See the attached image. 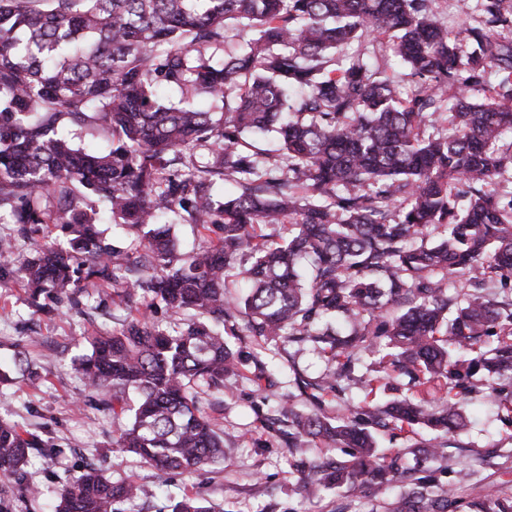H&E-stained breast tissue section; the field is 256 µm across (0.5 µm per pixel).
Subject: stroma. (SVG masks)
Instances as JSON below:
<instances>
[{
    "label": "stroma",
    "mask_w": 512,
    "mask_h": 512,
    "mask_svg": "<svg viewBox=\"0 0 512 512\" xmlns=\"http://www.w3.org/2000/svg\"><path fill=\"white\" fill-rule=\"evenodd\" d=\"M80 301L77 309L64 299L38 312L20 282L0 280V362L10 363L15 351H24L41 376L35 385L23 380L0 385V409H8L12 419L59 448V455L37 457L30 469L32 481L46 494L90 464L112 480H133L157 488L152 498L121 503V512H164L170 499L187 494L203 500L214 512H387L389 502L403 492V484L396 482L377 494L343 486L324 489L317 499L307 498L303 463L344 456L337 448L310 446L294 453L288 449V417L281 413V406L312 407L309 396L298 389L296 376L316 381L335 368L321 345L311 342L297 346L252 336L229 337L231 347L244 351L248 360L233 376L232 392L217 396L205 408L224 433L223 469L170 475L146 465L135 454L113 448L117 428L112 415L86 401L74 360L89 352L88 337L120 327L129 311L107 286L90 289ZM380 360V354L360 353L353 378L343 381L336 395L326 396L328 416L367 397L384 404L411 394L412 381L395 373L385 386L366 391L363 379L379 369ZM260 366L277 379L273 393L262 391L252 381ZM463 408L470 423L454 437L420 426L410 433L382 430L378 433L380 452L400 453L403 465L412 468L417 464L409 447L431 441L440 446L441 455L422 467L440 486H448L459 468L470 465L482 479L479 494L512 495V426L502 424L482 390L470 394Z\"/></svg>",
    "instance_id": "1"
}]
</instances>
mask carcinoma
Here are the masks:
<instances>
[{
	"instance_id": "cac0c4a2",
	"label": "carcinoma",
	"mask_w": 512,
	"mask_h": 512,
	"mask_svg": "<svg viewBox=\"0 0 512 512\" xmlns=\"http://www.w3.org/2000/svg\"><path fill=\"white\" fill-rule=\"evenodd\" d=\"M434 0H0V208L21 231L59 224L68 247L35 245L13 255L0 242V273L31 297L74 299L112 285L134 307L150 296L189 310L173 334L142 314L89 340L78 359L90 393L125 423L112 445L167 473L224 465V435L202 410V395L224 392L243 362L224 335L283 337L328 345L336 370L315 386L313 409L288 415V447L318 440L350 448L312 470L305 488H379L405 474L391 512H512V496H472L477 471L464 468L436 488L399 457L376 454L370 429L423 425L453 434L468 426L462 399L482 371L488 396L512 426V198L491 186L512 167L500 152L512 129V0H478L481 19L448 31ZM256 32L225 52L227 21ZM391 49L420 89L402 98ZM180 94L176 104L158 89ZM451 90L474 91L453 107L446 133H425ZM222 104L215 113L201 102ZM68 125L98 131L107 148L73 146ZM274 130L278 161L267 165L246 136ZM198 147L213 160L179 174L175 158ZM230 179L219 200L213 186ZM89 191L115 224L133 231L126 251L107 242ZM202 229L181 253L167 213ZM289 222L282 242L256 232ZM444 228L435 242L431 226ZM474 269L464 292L448 279ZM248 282L227 296L228 278ZM342 318L348 332L332 323ZM391 348L389 366L422 389L380 407L371 402L332 419L322 395L354 371L355 355ZM37 376L27 358L0 367V382ZM444 382L442 399L426 384ZM45 442L0 416V512L39 494L32 455ZM148 491L85 467L57 494L55 512H117ZM169 512H210L196 498Z\"/></svg>"
}]
</instances>
